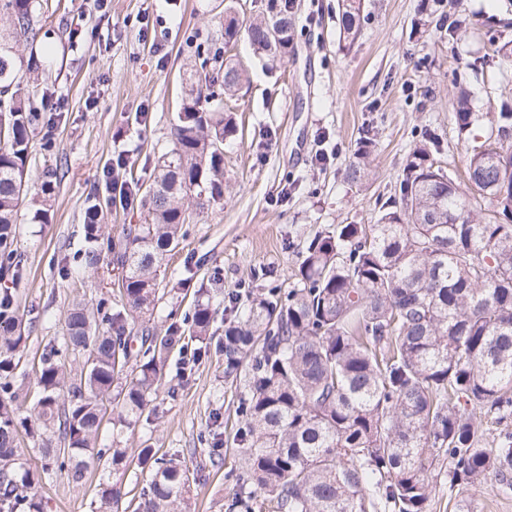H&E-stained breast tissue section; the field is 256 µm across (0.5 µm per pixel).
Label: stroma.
Listing matches in <instances>:
<instances>
[{"label": "stroma", "mask_w": 512, "mask_h": 512, "mask_svg": "<svg viewBox=\"0 0 512 512\" xmlns=\"http://www.w3.org/2000/svg\"><path fill=\"white\" fill-rule=\"evenodd\" d=\"M339 0H294L293 44L277 62L254 56L246 42L224 46V0H37L34 37L41 63L30 88L42 102L26 165L31 188L44 170L57 169L60 183L47 223L21 209L16 224L18 273L0 276L26 344L11 381L23 414L41 397L37 370L44 349L61 341L73 301L95 304L110 297L106 270L88 271L78 255L85 249V212L103 209L107 236L123 225L143 223L140 204L115 212L110 171L126 157L140 185H149L158 159L172 147L171 129L181 102V82L197 51L242 62L249 77L223 97L220 109L234 113L238 131L224 142V195L187 200L186 235L162 267L158 301L149 327L164 332L183 320L195 285L213 292L220 312L213 324L223 333L232 295L263 286H294L299 252L315 234L341 224L375 223L383 203L399 189L410 150L428 136L434 157L460 179L475 142L485 141L501 103L512 105V64L494 62L461 72L458 60L491 53L490 26L504 0H444L447 11L474 19V26L449 36L447 25L429 31L415 26L420 0H364L362 27L354 41L340 34ZM150 19L141 27V16ZM79 31L71 39V31ZM474 92L480 120L472 137L459 135L451 101L459 80ZM376 142L366 185L347 181L345 171L363 137ZM327 158L319 162L316 151ZM192 277L190 288L175 289ZM183 353L169 355L165 388L154 421L109 426L103 444L145 445L163 455L179 451L202 480L194 512H224L232 476L245 469L235 437L239 389L224 376V359L209 350L191 371ZM220 420H213V412ZM146 475L137 467L119 471L99 463L75 484L53 473L34 493L51 512H93L99 484L120 485L121 508L133 512Z\"/></svg>", "instance_id": "obj_1"}]
</instances>
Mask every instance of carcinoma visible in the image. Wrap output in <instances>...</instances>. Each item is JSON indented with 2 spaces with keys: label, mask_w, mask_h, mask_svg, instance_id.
Returning a JSON list of instances; mask_svg holds the SVG:
<instances>
[{
  "label": "carcinoma",
  "mask_w": 512,
  "mask_h": 512,
  "mask_svg": "<svg viewBox=\"0 0 512 512\" xmlns=\"http://www.w3.org/2000/svg\"><path fill=\"white\" fill-rule=\"evenodd\" d=\"M34 0H0V270L12 267L14 224L27 198L29 136L41 107L17 80L39 69L17 44L32 32ZM292 0H268L266 13L240 23L227 5L224 44L243 39L259 55L283 58L291 46ZM361 0H342L347 35L361 26ZM224 92L247 72L222 64ZM215 81L185 79L173 147L143 192L142 224H125L105 236L87 209L82 254L96 271L105 257L120 274L112 281L119 300L102 298L100 320L72 305L61 344L40 358L43 396L30 417L19 413L10 377L25 342L10 294L0 295V512H48L49 502L27 494L35 480L56 470L75 483L90 459L119 470L136 464L150 476L137 512H192V486L201 477L153 449L131 456L126 448H100L106 403L117 423L152 420L151 406L169 352L185 338L210 348L217 309L200 288L192 312L164 334L141 328L133 346L130 321L155 306L166 256L187 223L185 200L209 191L223 196L224 140L236 126L206 107ZM454 118L468 135L479 116L471 91L458 84ZM512 106L498 112V141L472 152L468 181L473 200L436 166L437 144L415 146L402 170L399 194L382 206L377 223L343 224L317 234L299 253L298 284L288 292L259 288L245 307H228L234 319L216 340L224 376L239 381L236 433L247 476L236 478L227 512H429L436 491L448 488L456 512H474L465 492L493 482L512 494ZM375 144L360 141L348 179L370 175ZM59 181L48 171L30 198L33 220L46 221ZM87 354L80 382L67 383L59 357ZM56 433L63 447L39 448L33 473L19 461V436ZM121 487L99 484L95 512H119Z\"/></svg>",
  "instance_id": "obj_1"
}]
</instances>
